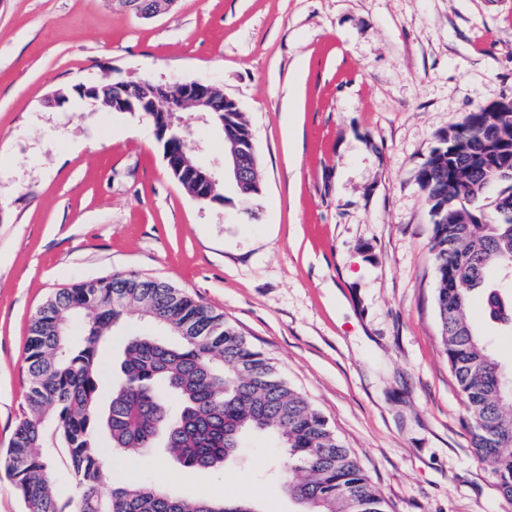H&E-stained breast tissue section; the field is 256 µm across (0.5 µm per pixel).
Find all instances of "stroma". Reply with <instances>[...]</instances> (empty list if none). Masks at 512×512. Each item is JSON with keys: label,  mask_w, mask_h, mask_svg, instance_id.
I'll list each match as a JSON object with an SVG mask.
<instances>
[{"label": "stroma", "mask_w": 512, "mask_h": 512, "mask_svg": "<svg viewBox=\"0 0 512 512\" xmlns=\"http://www.w3.org/2000/svg\"><path fill=\"white\" fill-rule=\"evenodd\" d=\"M210 77L249 121L262 191L200 201L144 114L52 92ZM512 101V0H0V454L24 407L35 311L116 273L223 314L328 420L386 512H512L470 448L435 306L418 171L479 106ZM251 435L235 468L164 448L113 478L299 512ZM119 2L144 18H153L170 10L177 0H119Z\"/></svg>", "instance_id": "1"}]
</instances>
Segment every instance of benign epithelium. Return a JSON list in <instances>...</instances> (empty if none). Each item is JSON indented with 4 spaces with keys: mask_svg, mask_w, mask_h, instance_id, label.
<instances>
[{
    "mask_svg": "<svg viewBox=\"0 0 512 512\" xmlns=\"http://www.w3.org/2000/svg\"><path fill=\"white\" fill-rule=\"evenodd\" d=\"M122 5L136 11L144 18H153L170 10L177 0H119ZM106 93L105 104L114 112H139L152 119L155 135L163 145V158L169 169L189 173L200 184V192L194 197L202 201H220V181L216 171L202 165L195 166L191 158L197 157L199 142L191 143L190 155L179 154L174 146L186 139L185 131L192 121L205 119L206 115L218 116L224 106L234 105L241 110L237 101L225 97L218 98L221 90L208 79H195L174 84L157 83L150 79L127 82L106 77L88 85L81 84L70 90L59 89L51 96V102L61 105L69 101L73 94L86 99L96 98ZM499 118L491 115L481 126L479 139L492 148L497 156L498 169L506 176L512 175V146L500 137ZM231 141L230 150L224 152L223 174L242 186L248 180L249 171L256 168L253 139H242L223 131Z\"/></svg>",
    "mask_w": 512,
    "mask_h": 512,
    "instance_id": "obj_1",
    "label": "benign epithelium"
}]
</instances>
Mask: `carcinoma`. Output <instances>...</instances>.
<instances>
[{"mask_svg": "<svg viewBox=\"0 0 512 512\" xmlns=\"http://www.w3.org/2000/svg\"><path fill=\"white\" fill-rule=\"evenodd\" d=\"M484 117L481 106L444 133L419 180L433 224L441 342L466 405L472 452L512 500V412L505 409L504 388L512 367L467 318L472 293L482 290L489 319L512 335V294L486 281L490 269L512 273V214L496 207L489 215L480 204L491 185L512 191V179L499 176L491 154L471 162ZM224 125L250 134L243 112L224 113ZM450 136L458 147L452 175L445 147ZM130 308L177 342L129 337L102 410L100 351ZM86 312L92 319L72 329ZM26 362L25 411L0 456L24 512H259L249 500L187 497L148 482L109 483L104 469L116 454L145 455L161 436L185 468L222 471L252 433L274 438L281 487L302 512H385L383 497L328 420L222 314L167 282L129 273L100 279L95 288L79 281L59 289L31 318ZM52 420L72 477L69 496L57 492L42 453ZM101 428L105 444L97 440Z\"/></svg>", "mask_w": 512, "mask_h": 512, "instance_id": "obj_1", "label": "carcinoma"}]
</instances>
